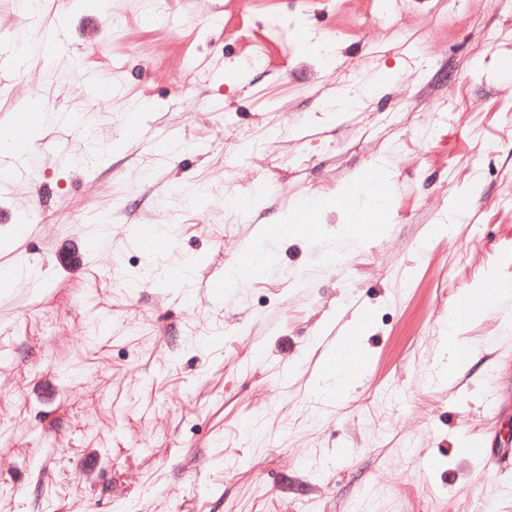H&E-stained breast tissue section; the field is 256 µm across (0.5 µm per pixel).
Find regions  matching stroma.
<instances>
[{
  "label": "stroma",
  "mask_w": 512,
  "mask_h": 512,
  "mask_svg": "<svg viewBox=\"0 0 512 512\" xmlns=\"http://www.w3.org/2000/svg\"><path fill=\"white\" fill-rule=\"evenodd\" d=\"M377 4L0 0V512H512V0ZM361 189L363 192H366L363 193V198L359 199V203L363 209H374L386 205L387 201L379 196L382 193V183L378 173L374 169H368L365 172ZM461 316L459 309L448 312V372L451 369L467 367L480 348L475 343H468L459 338Z\"/></svg>",
  "instance_id": "obj_1"
}]
</instances>
